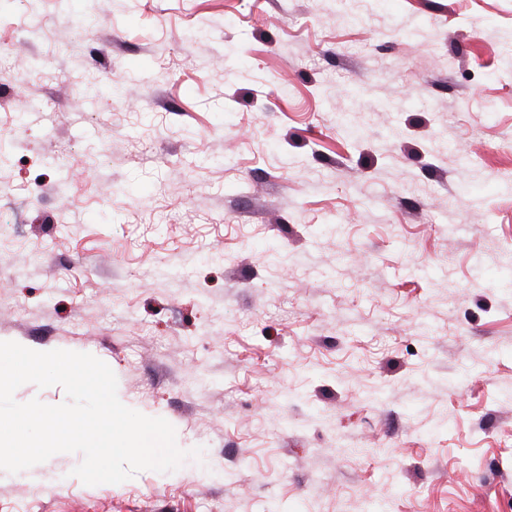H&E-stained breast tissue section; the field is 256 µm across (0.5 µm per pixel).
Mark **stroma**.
Instances as JSON below:
<instances>
[{
    "mask_svg": "<svg viewBox=\"0 0 512 512\" xmlns=\"http://www.w3.org/2000/svg\"><path fill=\"white\" fill-rule=\"evenodd\" d=\"M0 140V341L203 450L0 512H512V0H23Z\"/></svg>",
    "mask_w": 512,
    "mask_h": 512,
    "instance_id": "1",
    "label": "stroma"
}]
</instances>
